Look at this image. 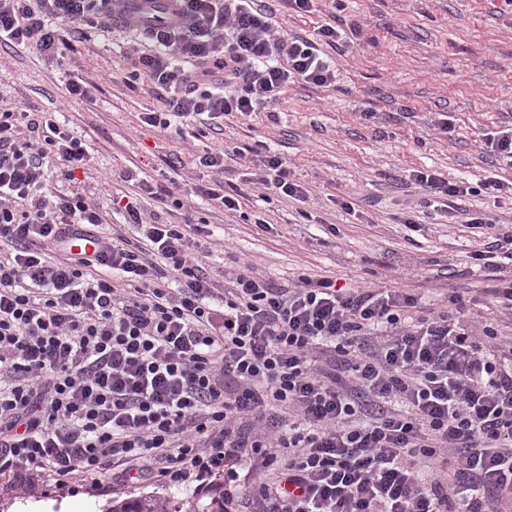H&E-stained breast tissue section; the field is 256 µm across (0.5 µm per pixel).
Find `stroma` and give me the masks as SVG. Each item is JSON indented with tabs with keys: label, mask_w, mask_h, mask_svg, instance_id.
Returning <instances> with one entry per match:
<instances>
[{
	"label": "stroma",
	"mask_w": 512,
	"mask_h": 512,
	"mask_svg": "<svg viewBox=\"0 0 512 512\" xmlns=\"http://www.w3.org/2000/svg\"><path fill=\"white\" fill-rule=\"evenodd\" d=\"M281 33L312 35L328 23L342 37L325 52L336 63V83L289 87L273 114L226 117L222 132L206 139L166 137L141 123L159 101L145 80L128 81L134 35L83 27L68 38L63 56L36 50L0 56V96L12 106L63 114L91 157L96 198L110 206L112 178L124 171L149 175L163 188L179 185L182 210L149 201L165 221L204 222L197 242L209 267L224 274L248 267L286 287L300 274L336 276L339 282L381 285L421 296L425 310H440L449 295L476 297L498 285L499 272L474 265L486 228L449 222L431 208L410 176L434 170L448 180L479 186L490 176L512 180L477 146L482 135L512 125V6L505 0H318L310 14L277 0ZM90 82L88 97L69 96L74 76ZM452 118L439 128L440 114ZM242 149L265 143L285 159L309 190L306 201L262 199L253 171L232 164L229 181L241 189L240 212L196 196L182 169L166 157L190 162L203 143ZM268 225L260 227L255 217ZM414 219L421 230L410 231ZM224 490L210 485L173 487L152 480L88 481L29 493L0 489V512H107L113 499L152 495L179 501L181 512L209 504Z\"/></svg>",
	"instance_id": "1"
}]
</instances>
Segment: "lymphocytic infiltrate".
<instances>
[{"instance_id": "f902f5d3", "label": "lymphocytic infiltrate", "mask_w": 512, "mask_h": 512, "mask_svg": "<svg viewBox=\"0 0 512 512\" xmlns=\"http://www.w3.org/2000/svg\"><path fill=\"white\" fill-rule=\"evenodd\" d=\"M145 27L135 75L160 94L144 124L211 127L279 103L290 85L329 87L323 24L287 36L265 0H174ZM119 0H0V48L57 57L89 15ZM237 148L194 153L197 195L238 210L224 184ZM89 156L51 113L0 112V483L89 479L180 485L224 477L235 512H505L512 505V336L470 325L460 295L416 320L391 288L304 276L282 288L239 270L218 286L192 254L199 225L146 216L159 188L112 199L137 229L96 253L65 241L104 217L85 189ZM250 163L262 197L306 200L282 157ZM438 199L481 188L417 170ZM251 462L261 479L241 478Z\"/></svg>"}]
</instances>
